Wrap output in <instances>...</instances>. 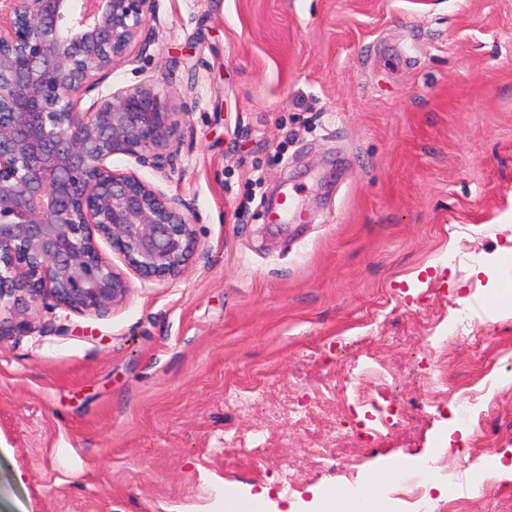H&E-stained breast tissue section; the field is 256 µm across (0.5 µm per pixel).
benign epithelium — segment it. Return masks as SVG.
I'll return each mask as SVG.
<instances>
[{
  "mask_svg": "<svg viewBox=\"0 0 512 512\" xmlns=\"http://www.w3.org/2000/svg\"><path fill=\"white\" fill-rule=\"evenodd\" d=\"M155 0H0V339L50 301L103 313L130 288L95 236L144 279L179 277L198 248L187 206L134 171L179 126L148 87L79 104L129 56Z\"/></svg>",
  "mask_w": 512,
  "mask_h": 512,
  "instance_id": "obj_1",
  "label": "benign epithelium"
}]
</instances>
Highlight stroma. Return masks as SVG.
Segmentation results:
<instances>
[{
    "instance_id": "stroma-1",
    "label": "stroma",
    "mask_w": 512,
    "mask_h": 512,
    "mask_svg": "<svg viewBox=\"0 0 512 512\" xmlns=\"http://www.w3.org/2000/svg\"><path fill=\"white\" fill-rule=\"evenodd\" d=\"M140 84L185 119L164 171L112 166L183 199L199 247L148 281L98 240L125 301L0 340V512H310L398 459L388 512H439L435 457L512 512L450 454L512 451V0H155L80 106ZM463 316L485 357L432 356ZM470 380L492 411L465 423Z\"/></svg>"
}]
</instances>
